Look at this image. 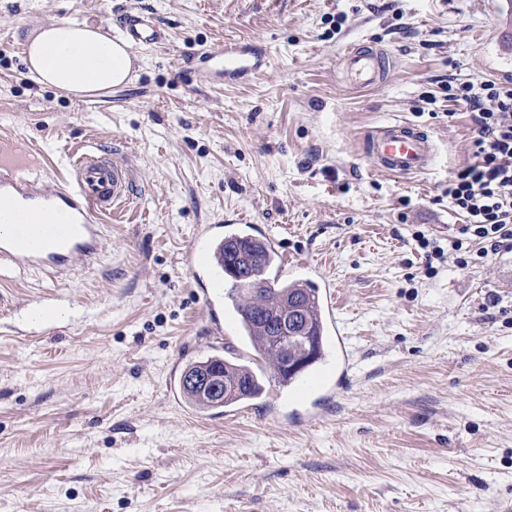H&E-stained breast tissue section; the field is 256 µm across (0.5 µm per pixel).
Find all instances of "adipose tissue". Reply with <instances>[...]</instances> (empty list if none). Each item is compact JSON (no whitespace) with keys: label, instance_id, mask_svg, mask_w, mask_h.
I'll list each match as a JSON object with an SVG mask.
<instances>
[{"label":"adipose tissue","instance_id":"ef3b65f1","mask_svg":"<svg viewBox=\"0 0 512 512\" xmlns=\"http://www.w3.org/2000/svg\"><path fill=\"white\" fill-rule=\"evenodd\" d=\"M133 52L93 24L56 21L42 25L27 45L31 76L39 83L74 94L124 83Z\"/></svg>","mask_w":512,"mask_h":512}]
</instances>
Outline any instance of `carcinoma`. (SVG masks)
Returning <instances> with one entry per match:
<instances>
[{
  "mask_svg": "<svg viewBox=\"0 0 512 512\" xmlns=\"http://www.w3.org/2000/svg\"><path fill=\"white\" fill-rule=\"evenodd\" d=\"M230 260L244 267L245 274L254 279V284L250 285L236 277L233 278L228 297L236 313L243 338L254 348L262 359V364L255 370L248 365L219 356H207L187 365L180 377V389L186 401L202 411L218 409L245 397H259L264 392V379L288 381V377L283 374V355L270 342L269 325L266 319L262 318V313L281 305L284 298H295L304 305L307 319L318 336V343H323L318 305L313 289L306 288L296 281L270 283L264 279L260 272L274 261V255L267 253L250 238L238 237L236 241L224 245V261ZM213 370L221 377L237 382L238 388L212 394L189 386L190 376Z\"/></svg>",
  "mask_w": 512,
  "mask_h": 512,
  "instance_id": "carcinoma-1",
  "label": "carcinoma"
}]
</instances>
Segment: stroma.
<instances>
[{"label":"stroma","mask_w":512,"mask_h":512,"mask_svg":"<svg viewBox=\"0 0 512 512\" xmlns=\"http://www.w3.org/2000/svg\"><path fill=\"white\" fill-rule=\"evenodd\" d=\"M154 14L126 83L85 107L32 80L24 45L69 20L117 34ZM346 15L340 32L329 19ZM488 0H0V136L36 147L50 177L69 146L128 155L143 219L108 224L96 264L15 269L0 286V512H500L512 503V252L427 263L465 224L444 191L473 159L472 114L442 86L506 80ZM266 49L237 81L193 58ZM387 50L374 89L341 54ZM435 96L428 105L424 96ZM432 136L422 174L377 170L367 134ZM263 231L278 260L333 283L352 369L332 395L268 383L245 415L198 413L170 390L188 361L245 340L215 333L190 274L194 233ZM56 306L40 322L36 309ZM126 38L134 43H158L163 40L164 31L154 16H129L120 22Z\"/></svg>","instance_id":"1"}]
</instances>
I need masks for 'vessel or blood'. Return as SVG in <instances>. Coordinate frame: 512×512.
<instances>
[{"label": "vessel or blood", "instance_id": "1", "mask_svg": "<svg viewBox=\"0 0 512 512\" xmlns=\"http://www.w3.org/2000/svg\"><path fill=\"white\" fill-rule=\"evenodd\" d=\"M498 15L493 39L500 57H512V0H494ZM121 29L134 43L162 41L164 31L154 16H129ZM218 75L240 78L254 65L238 49L228 47L207 56ZM350 85H382L390 70L388 53L381 48L353 47L339 58ZM364 150L377 170L410 175L428 171L437 157L431 136L406 122L388 124L368 135ZM40 154L18 142H0V270L47 268L63 273L97 258L103 249L102 221L116 210L130 207L135 198L133 173L125 159L106 157L95 150L82 153L72 164L67 183L42 173ZM223 225L207 224L194 236L190 249L192 276L207 275L201 293L207 313L217 316L223 295ZM322 290L318 305L328 332L345 348L335 291L309 266Z\"/></svg>", "mask_w": 512, "mask_h": 512}]
</instances>
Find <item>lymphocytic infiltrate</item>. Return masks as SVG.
<instances>
[{"mask_svg": "<svg viewBox=\"0 0 512 512\" xmlns=\"http://www.w3.org/2000/svg\"><path fill=\"white\" fill-rule=\"evenodd\" d=\"M444 90L448 101L473 112L478 133L472 162L449 179L445 191L466 224L447 247L423 235L418 243L427 259L447 256L464 266L475 256L512 251V81H451Z\"/></svg>", "mask_w": 512, "mask_h": 512, "instance_id": "1", "label": "lymphocytic infiltrate"}]
</instances>
